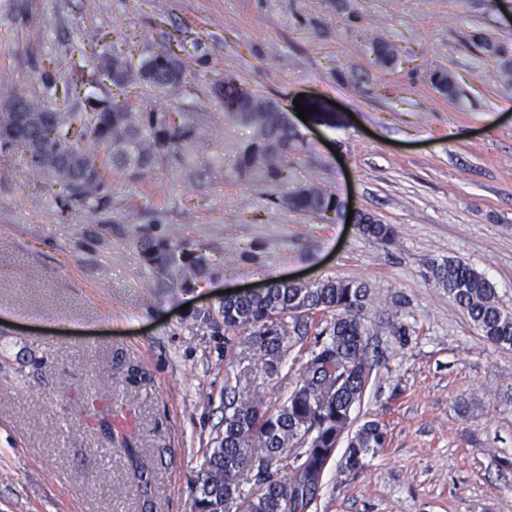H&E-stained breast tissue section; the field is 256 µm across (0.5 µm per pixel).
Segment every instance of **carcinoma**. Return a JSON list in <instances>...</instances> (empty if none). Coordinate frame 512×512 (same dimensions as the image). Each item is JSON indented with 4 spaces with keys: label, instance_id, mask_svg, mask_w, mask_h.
<instances>
[{
    "label": "carcinoma",
    "instance_id": "cac0c4a2",
    "mask_svg": "<svg viewBox=\"0 0 512 512\" xmlns=\"http://www.w3.org/2000/svg\"><path fill=\"white\" fill-rule=\"evenodd\" d=\"M99 71L117 85L132 80L168 95L179 94L192 71L193 58L166 51L143 58L131 69L117 53L91 47ZM172 61L157 63L158 57ZM0 151L60 183L66 201L82 213L112 207L104 195L112 172L138 176L167 158L177 165L192 160L197 127L174 108L145 111L127 99L85 98L86 113L56 112L33 103L15 89L0 90ZM177 113L178 126L165 123ZM228 116L256 128L254 140L238 152V173L270 186L281 182L288 159L299 151L300 138L284 112L259 101ZM91 129L97 151L79 146L83 130ZM284 205L302 215L326 216L336 211V196L319 186H304L282 197ZM360 231L385 244L395 231L373 216H363ZM145 257L173 286L188 288L210 273L207 257L186 237L153 236L135 228ZM429 280L445 289L482 336L512 347V314L497 298L486 276L455 259L432 260ZM368 286L359 281L327 278L314 284L274 281L261 294L227 296L202 321L218 316L228 343L245 334L257 362L269 375L282 366L288 346V319L318 313L327 319L316 328L314 341L288 397L275 409L243 399L230 391L224 402V432L197 471L191 512H313L325 468L342 437L348 442L342 468L358 472L364 458L385 445V425L367 420L351 429L352 411L360 403L376 361L371 356L364 311L371 305Z\"/></svg>",
    "mask_w": 512,
    "mask_h": 512
}]
</instances>
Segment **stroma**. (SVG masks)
<instances>
[{"label": "stroma", "mask_w": 512, "mask_h": 512, "mask_svg": "<svg viewBox=\"0 0 512 512\" xmlns=\"http://www.w3.org/2000/svg\"><path fill=\"white\" fill-rule=\"evenodd\" d=\"M92 42L134 64L195 57L176 101L199 127L195 161L113 173L114 205L91 219L0 157V512H190L225 389L275 408L309 346L271 376L247 337L225 348L222 322L198 317L221 291L291 278L361 281L378 300L365 324L381 365L354 417L384 424L386 444L359 472L331 463L316 512H512V348L426 278L428 261L462 260L512 312V0H0V87L44 104L76 74L93 96L167 106L96 78ZM225 77L278 102L303 139L279 186L236 172L254 130L213 98ZM310 184L335 192V213L282 205ZM352 211L392 225L393 243ZM143 225L192 238L210 277L161 280L131 236ZM107 411L142 451L148 494ZM363 213L358 212L351 224H358L360 231L369 237L374 238L385 244H390L394 240L395 231L394 228L389 224H381L378 220H375L373 216L364 214L363 224H360V216Z\"/></svg>", "instance_id": "1"}]
</instances>
